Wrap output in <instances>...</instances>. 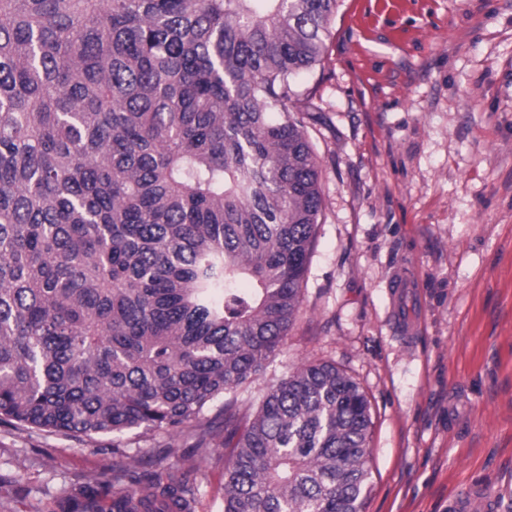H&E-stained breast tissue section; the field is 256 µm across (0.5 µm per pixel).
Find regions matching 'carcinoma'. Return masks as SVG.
Here are the masks:
<instances>
[{
    "instance_id": "carcinoma-1",
    "label": "carcinoma",
    "mask_w": 512,
    "mask_h": 512,
    "mask_svg": "<svg viewBox=\"0 0 512 512\" xmlns=\"http://www.w3.org/2000/svg\"><path fill=\"white\" fill-rule=\"evenodd\" d=\"M338 0H0V426L224 449L223 512H362L370 402L304 364L320 167L290 105ZM220 420L204 411L216 400ZM207 476L121 456L55 512H195Z\"/></svg>"
}]
</instances>
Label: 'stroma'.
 <instances>
[{"instance_id":"stroma-1","label":"stroma","mask_w":512,"mask_h":512,"mask_svg":"<svg viewBox=\"0 0 512 512\" xmlns=\"http://www.w3.org/2000/svg\"><path fill=\"white\" fill-rule=\"evenodd\" d=\"M325 44L295 81L323 200L303 303L240 392L257 402L335 363L371 404L363 512H448L471 486L512 512V0H339ZM117 445L138 473L168 446L193 454L168 436L0 427V512H52Z\"/></svg>"}]
</instances>
